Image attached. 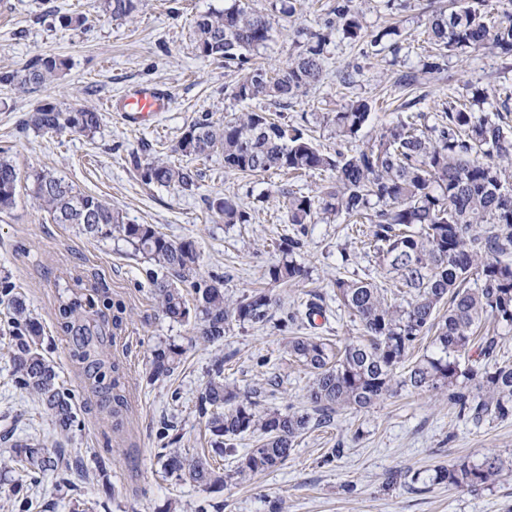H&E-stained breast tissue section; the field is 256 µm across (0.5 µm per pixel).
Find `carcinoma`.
Masks as SVG:
<instances>
[{"label": "carcinoma", "instance_id": "cac0c4a2", "mask_svg": "<svg viewBox=\"0 0 512 512\" xmlns=\"http://www.w3.org/2000/svg\"><path fill=\"white\" fill-rule=\"evenodd\" d=\"M105 10L115 19L129 17L136 0H105ZM276 32L272 15L243 0L223 10L199 15L193 40L199 56L234 64L243 71L231 96L239 102L272 101L288 107L300 93L324 80L326 47L333 34L353 43L375 47L384 39L397 51L405 36L400 28L386 27L371 35L364 28L353 0H335L314 27L297 30L300 48L282 68L268 71L250 64L249 55L267 45ZM436 53L421 68L397 74L394 84L412 93L424 74H441L448 54L458 49L484 50L507 61L512 68V0H451L440 8L424 30ZM63 62L54 58L35 61L20 79L22 85L41 86L51 80ZM496 101L495 112L478 106ZM372 106L360 97L350 99L338 112H326L323 123L332 128L336 149L319 148L304 125L263 107L242 112L222 122L208 118L188 126L175 150L192 159L214 153L224 158V168L241 175L326 173L329 181L316 195L283 188L288 223L296 233L277 243L280 258L266 271L271 285L300 283L309 271L300 260L306 225L330 223L342 217L364 230L383 264L395 273L398 296L388 298L370 282L337 278L336 298L362 325L367 339L344 350L315 337L288 341V353L313 374L307 391L311 411L288 407L258 410L255 390L224 382V359L212 364V376L199 393V412L208 416V454L188 458L177 448L159 458L167 474L207 490L246 475L282 466L295 440L309 426L329 425L344 408L365 409L399 385L417 391L446 390L458 415L473 422L486 417L512 416V363L500 360L502 336L495 330L473 342L476 329L491 320L512 328V133L503 125L512 112V90L506 85L479 87L465 84L459 96L448 101L439 122L418 127L415 116L384 127L366 146L350 149L369 119ZM101 114L88 109H61L46 104L36 108L24 125L37 131L92 133ZM146 184L178 192L196 186L198 173L159 158L132 159ZM29 191L56 224H72L92 236H110L125 242L134 254L163 270L151 275L153 294L162 316L175 322L193 317L198 330L194 340L211 345L224 340L234 322L266 326L272 321L274 299L270 290L254 289L235 300L224 295V279L200 278V251L192 240L174 241L153 224H133L102 199L77 191L64 178L46 171L28 176ZM20 183L13 162L0 157V212L13 208ZM209 208L226 224L249 221L240 198H214ZM476 287H471V284ZM195 293L189 306L184 286ZM11 282L0 281L13 312L15 345L10 357L16 385L34 394L51 414L55 425L68 431L75 422L74 402L57 383V373L39 350L43 329L31 316L22 297L12 293ZM446 313H440L443 306ZM81 300L59 306L60 328L76 336L74 356L89 359L86 347L92 331L77 323ZM324 313L323 296L309 293L305 316L313 320ZM433 334L437 353L409 361L416 343ZM477 345V359L467 356ZM184 349L176 344L152 352L151 378L173 374ZM249 435L254 447L238 455L237 440ZM12 461L36 481L51 457L42 448L15 441ZM238 457L235 469H224V458ZM501 467L497 459L473 464L460 459L436 469V478L457 487L481 488L495 483Z\"/></svg>", "mask_w": 512, "mask_h": 512}]
</instances>
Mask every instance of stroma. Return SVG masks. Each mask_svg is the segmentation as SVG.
Listing matches in <instances>:
<instances>
[{
  "mask_svg": "<svg viewBox=\"0 0 512 512\" xmlns=\"http://www.w3.org/2000/svg\"><path fill=\"white\" fill-rule=\"evenodd\" d=\"M333 0H296L293 15H278L273 41L254 56L265 67L286 65L297 55L294 31L314 25ZM233 0H139L131 16L115 20L103 0H0V73H24L35 59L58 57L65 66L44 87L26 90L0 84V151L20 175L45 170L64 177L77 190L101 197L127 220L153 224L172 240L193 239L200 252V275L224 278V292L237 298L263 286L264 274L279 258L272 243L292 233L280 195L291 186L316 193L327 182L315 174L297 181L268 172L241 176L224 170L221 155L197 162L193 191L176 192L142 182L131 159L142 149L176 165L189 160L174 147L195 120L222 121L246 111L231 89L240 74L198 56L192 24L196 16L232 5ZM431 0H355L365 27L377 31L392 22L412 33L424 30ZM83 16L82 24L61 27L59 17ZM430 45L414 41L399 55L382 49L362 57L358 45L334 37L326 53L322 84L294 100L288 116L306 117L317 145L332 150L336 140L322 122L358 96L372 105V119L362 132L369 140L385 124L401 117V92L392 79L418 67ZM359 64L352 87L337 73ZM501 62L492 54L465 50L448 59V74L431 79L420 106L427 124H435L450 96L464 83H496ZM148 85L166 94L170 108L155 128L128 125L119 108L132 87ZM50 103L61 109L91 108L101 113L90 134L39 132L24 119ZM240 198L249 223L227 224L209 208L215 197ZM302 259L307 281L275 287L274 322L303 309L309 292L323 295L325 317L314 325L273 324L259 329L232 324L220 345L192 343L193 326L164 319L152 294L150 266L132 256L120 240L79 234L54 223L28 190H19L13 209L0 214V279L8 278L43 327L41 351L53 362L59 384L75 401L76 423L58 434L37 397L16 387L10 354L11 310L0 303V433L45 449L61 465L47 470L39 483L20 479L9 446L0 443V512H196L198 504L220 512H268L270 501L283 512H512V418L473 423L460 418L442 391L395 388L391 396L363 410L340 411L331 427H312L297 438L288 460L277 470L249 475L218 491L164 477L158 455L172 424L182 453L195 455L206 446V422L197 397L210 378L214 358L224 360L227 382L256 389L260 408L308 409L312 377L286 353L295 336H319L342 347L363 341L357 320L341 307L336 278L362 280L391 290L394 274L358 239L348 236L344 219L308 225ZM96 287L94 305L85 309L88 324L120 317L110 341L93 338L91 355L102 356L125 390L128 406L113 412L109 393L94 388L74 355L72 336L59 325V305L73 280ZM185 350L168 378L151 381V354L162 343ZM332 463L324 458L333 448ZM502 461L493 485L473 490L432 480L434 470L460 459Z\"/></svg>",
  "mask_w": 512,
  "mask_h": 512,
  "instance_id": "stroma-1",
  "label": "stroma"
}]
</instances>
